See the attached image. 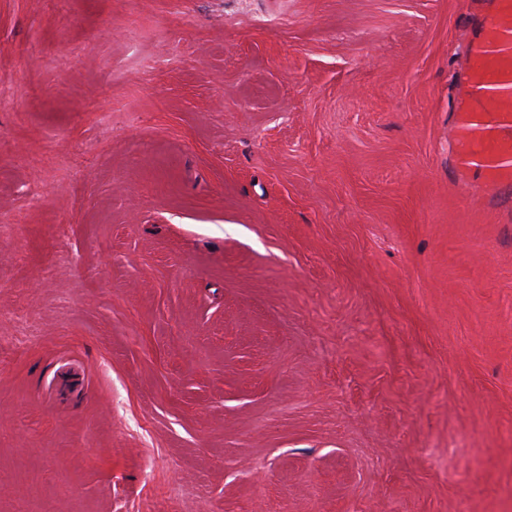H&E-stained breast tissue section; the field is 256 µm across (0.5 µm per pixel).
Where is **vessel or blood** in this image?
<instances>
[{
	"mask_svg": "<svg viewBox=\"0 0 512 512\" xmlns=\"http://www.w3.org/2000/svg\"><path fill=\"white\" fill-rule=\"evenodd\" d=\"M499 3L479 0L466 29L464 60L453 75L456 101L449 119L448 177L481 203L507 212L512 210V175L490 182L485 174L491 169L512 172V113L487 111L483 97L471 90V71L477 66L486 89L512 91V74L504 65L512 56V19L500 17L496 40L486 38L490 19L499 17Z\"/></svg>",
	"mask_w": 512,
	"mask_h": 512,
	"instance_id": "b4317fda",
	"label": "vessel or blood"
}]
</instances>
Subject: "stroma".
Listing matches in <instances>:
<instances>
[{"instance_id":"1","label":"stroma","mask_w":512,"mask_h":512,"mask_svg":"<svg viewBox=\"0 0 512 512\" xmlns=\"http://www.w3.org/2000/svg\"><path fill=\"white\" fill-rule=\"evenodd\" d=\"M472 9L0 0V512H512Z\"/></svg>"}]
</instances>
